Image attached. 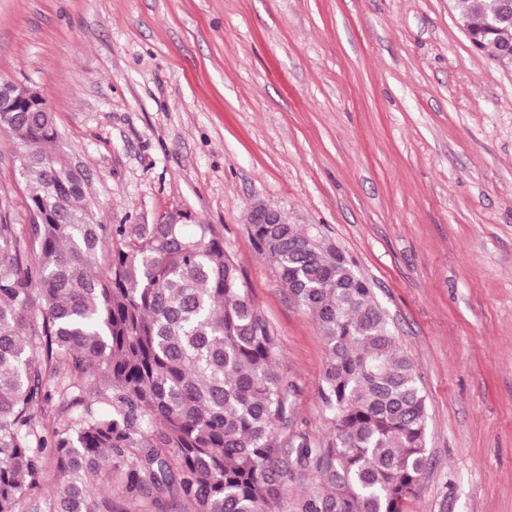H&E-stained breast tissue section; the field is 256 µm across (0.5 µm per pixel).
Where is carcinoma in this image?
Returning <instances> with one entry per match:
<instances>
[{"mask_svg":"<svg viewBox=\"0 0 512 512\" xmlns=\"http://www.w3.org/2000/svg\"><path fill=\"white\" fill-rule=\"evenodd\" d=\"M509 0H460L470 43L512 63ZM0 124L38 147L21 169L37 224L0 218V512L40 481L35 512H268L288 474L313 467L321 487L295 512H404L426 472L427 403L367 279L332 248H306L292 224H251L258 250L318 322L326 348L319 395L324 448L282 440L291 405L277 337L211 224H154L134 243L94 218L82 177L53 158L51 112ZM112 395V411L94 404ZM77 409L43 432L53 396ZM54 460L45 466V453ZM120 469L92 481L103 461Z\"/></svg>","mask_w":512,"mask_h":512,"instance_id":"cac0c4a2","label":"carcinoma"}]
</instances>
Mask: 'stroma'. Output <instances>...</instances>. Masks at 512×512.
<instances>
[{"instance_id": "stroma-1", "label": "stroma", "mask_w": 512, "mask_h": 512, "mask_svg": "<svg viewBox=\"0 0 512 512\" xmlns=\"http://www.w3.org/2000/svg\"><path fill=\"white\" fill-rule=\"evenodd\" d=\"M458 0H0V80L39 91L51 152L124 242L211 224L272 326L288 435L325 445L315 318L250 238L252 204L371 282L427 397L405 512H512V64ZM0 131V214L30 222Z\"/></svg>"}]
</instances>
